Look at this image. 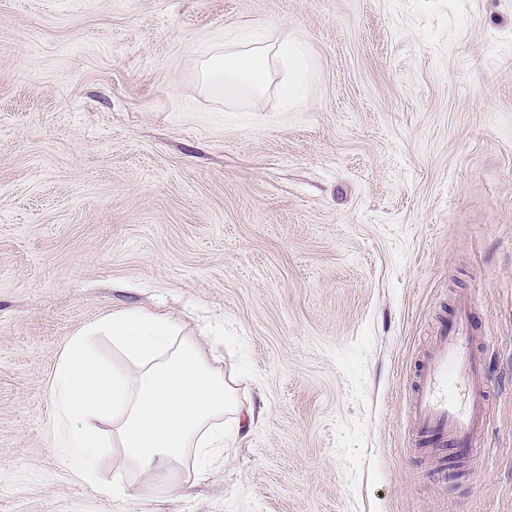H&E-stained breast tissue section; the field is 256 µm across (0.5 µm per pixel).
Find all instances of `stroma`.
<instances>
[{
	"instance_id": "stroma-1",
	"label": "stroma",
	"mask_w": 512,
	"mask_h": 512,
	"mask_svg": "<svg viewBox=\"0 0 512 512\" xmlns=\"http://www.w3.org/2000/svg\"><path fill=\"white\" fill-rule=\"evenodd\" d=\"M253 38L301 58L203 84ZM460 296L492 403L451 479L409 395ZM140 308L235 381L179 494L53 450L67 345ZM0 512H512V0H0Z\"/></svg>"
}]
</instances>
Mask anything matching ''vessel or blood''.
<instances>
[{"mask_svg":"<svg viewBox=\"0 0 512 512\" xmlns=\"http://www.w3.org/2000/svg\"><path fill=\"white\" fill-rule=\"evenodd\" d=\"M482 319L467 300L452 303L429 350L417 362L411 388V436L426 453L467 461L483 441L490 419Z\"/></svg>","mask_w":512,"mask_h":512,"instance_id":"1","label":"vessel or blood"}]
</instances>
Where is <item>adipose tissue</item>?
Listing matches in <instances>:
<instances>
[{"label":"adipose tissue","instance_id":"ef3b65f1","mask_svg":"<svg viewBox=\"0 0 512 512\" xmlns=\"http://www.w3.org/2000/svg\"><path fill=\"white\" fill-rule=\"evenodd\" d=\"M271 51L263 41L244 43L212 57L203 73L246 83L259 95L267 89ZM99 334L110 338L123 365L109 370L91 358L87 341ZM53 402L57 448L83 480L97 466L103 423L113 447L139 472L158 474L189 457L201 477L224 459L229 387L174 318L136 309L90 325L59 364Z\"/></svg>","mask_w":512,"mask_h":512}]
</instances>
